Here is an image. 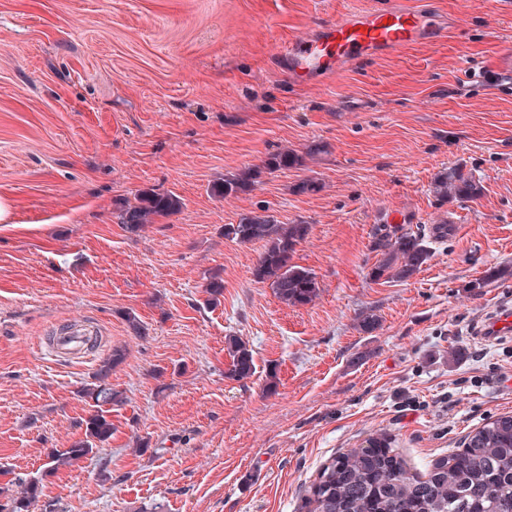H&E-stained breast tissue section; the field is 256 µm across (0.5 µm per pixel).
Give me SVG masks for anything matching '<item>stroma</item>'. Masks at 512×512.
Masks as SVG:
<instances>
[{
	"mask_svg": "<svg viewBox=\"0 0 512 512\" xmlns=\"http://www.w3.org/2000/svg\"><path fill=\"white\" fill-rule=\"evenodd\" d=\"M431 2L456 18L446 38L302 85L277 52L357 0H0V487L38 480L29 512H306L321 467L370 438L423 474L512 415V335L472 333L512 278L465 289L512 265V0ZM284 149L304 165L211 194ZM459 164L482 193L439 200ZM146 188L185 206L127 231L117 214ZM260 206L308 225L293 261L312 303L255 280L263 242L225 237ZM394 211L453 225L404 281L371 275ZM66 317L92 348L54 361L39 339ZM229 336L249 379L227 376ZM115 350L110 440L45 472L83 438L80 389ZM257 170L253 168L240 169L234 173L224 175V181L216 183L212 187L213 194L219 197L235 195L250 191L255 185ZM226 340L227 353L231 359L228 377L236 380L250 378L255 371L252 349H249L247 343L236 336H229Z\"/></svg>",
	"mask_w": 512,
	"mask_h": 512,
	"instance_id": "obj_1",
	"label": "stroma"
}]
</instances>
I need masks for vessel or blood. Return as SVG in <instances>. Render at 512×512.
Masks as SVG:
<instances>
[{
  "label": "vessel or blood",
  "instance_id": "vessel-or-blood-1",
  "mask_svg": "<svg viewBox=\"0 0 512 512\" xmlns=\"http://www.w3.org/2000/svg\"><path fill=\"white\" fill-rule=\"evenodd\" d=\"M439 15L399 0H371L365 7L321 23L312 34L289 42L279 55L288 74L303 84H324L366 60L396 53L444 35ZM56 356L79 358L89 349V332L62 321L40 340Z\"/></svg>",
  "mask_w": 512,
  "mask_h": 512
}]
</instances>
